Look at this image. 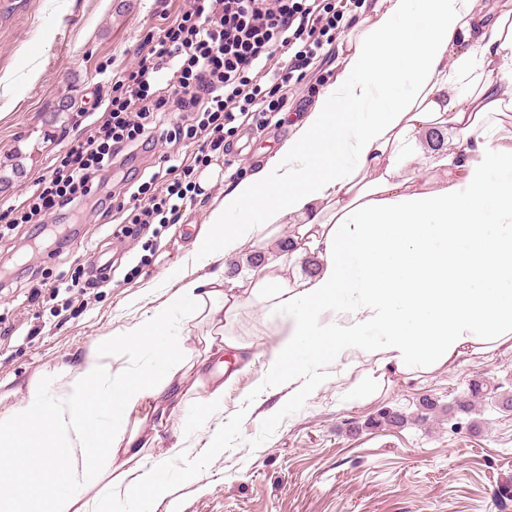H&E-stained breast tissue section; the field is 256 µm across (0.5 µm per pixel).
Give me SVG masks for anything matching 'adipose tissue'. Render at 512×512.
<instances>
[{
	"label": "adipose tissue",
	"mask_w": 512,
	"mask_h": 512,
	"mask_svg": "<svg viewBox=\"0 0 512 512\" xmlns=\"http://www.w3.org/2000/svg\"><path fill=\"white\" fill-rule=\"evenodd\" d=\"M354 29L294 134L225 185L189 251L195 278L77 366L0 395V512H114V489L165 494L145 463L154 415L173 401L224 409L223 386L172 335L174 310L208 326V352L240 349V305L277 314L260 386L291 385L299 402L347 354L380 371L512 348V8L374 0ZM444 127L458 152L425 154L419 135ZM286 225L290 247L256 260ZM309 254L318 271L290 275ZM228 260L241 275L217 271Z\"/></svg>",
	"instance_id": "1"
}]
</instances>
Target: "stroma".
I'll list each match as a JSON object with an SVG mask.
<instances>
[{
	"mask_svg": "<svg viewBox=\"0 0 512 512\" xmlns=\"http://www.w3.org/2000/svg\"><path fill=\"white\" fill-rule=\"evenodd\" d=\"M168 0H0V215L19 210L48 175L53 159L93 122L92 106L112 87L113 73L134 67L137 50L161 26ZM329 45L320 64L291 82L279 125L241 127L230 140L237 167L263 165L292 134L313 87L336 64ZM41 76L30 80L31 67ZM75 106L57 111L60 99ZM216 183L181 209L159 237L117 239L89 213L74 241L31 249V225L0 236V382L22 386L46 372L75 366L100 339L159 307L184 275L194 226L203 224ZM113 256L110 272L86 287L92 257ZM48 282L30 298V267ZM69 288L70 305L50 287ZM230 329L245 343L272 344L276 323L251 306ZM361 356L334 368L332 382L303 402L288 388L248 403L266 358L224 350L208 363L223 384L224 451L207 454L215 427L195 406L178 409L159 428L149 464L181 512H512V412L482 405L472 414L438 412L417 418L423 398L441 407L464 396L470 380L512 387V350L462 356L452 366L370 373ZM360 384L361 395L349 390ZM382 409L403 412L398 427L373 428Z\"/></svg>",
	"mask_w": 512,
	"mask_h": 512,
	"instance_id": "35a3bbf8",
	"label": "stroma"
}]
</instances>
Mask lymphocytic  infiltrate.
Returning <instances> with one entry per match:
<instances>
[{
	"label": "lymphocytic infiltrate",
	"instance_id": "obj_1",
	"mask_svg": "<svg viewBox=\"0 0 512 512\" xmlns=\"http://www.w3.org/2000/svg\"><path fill=\"white\" fill-rule=\"evenodd\" d=\"M357 6V0H186L176 19L140 47L137 66L113 76L102 119L57 157L17 223L35 225L37 240L61 247L67 229L48 225V216L76 219L87 205L104 219L127 209L125 223L113 230L118 238L176 223L198 192L195 183L156 172L126 199L102 189L158 141L197 145L200 167L225 154L224 166L232 168L227 137L244 125L278 124L281 86L304 77Z\"/></svg>",
	"mask_w": 512,
	"mask_h": 512
}]
</instances>
